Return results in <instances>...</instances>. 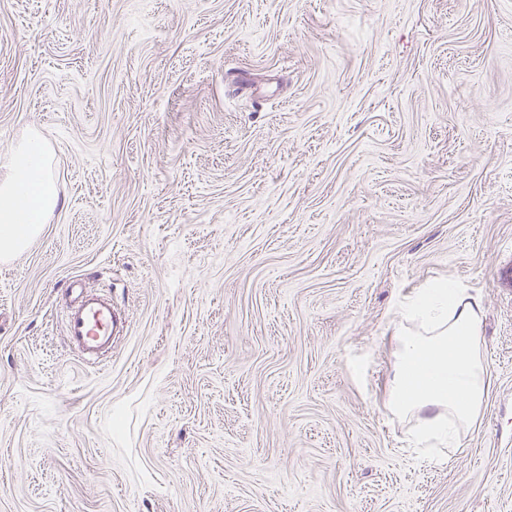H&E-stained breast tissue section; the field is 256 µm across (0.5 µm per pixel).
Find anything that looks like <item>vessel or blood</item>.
<instances>
[{"label": "vessel or blood", "instance_id": "b4317fda", "mask_svg": "<svg viewBox=\"0 0 512 512\" xmlns=\"http://www.w3.org/2000/svg\"><path fill=\"white\" fill-rule=\"evenodd\" d=\"M77 290V301L66 316L68 343L87 358L106 356L112 351L114 337L124 326L123 318L111 299L82 284Z\"/></svg>", "mask_w": 512, "mask_h": 512}]
</instances>
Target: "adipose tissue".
<instances>
[{
	"label": "adipose tissue",
	"instance_id": "adipose-tissue-1",
	"mask_svg": "<svg viewBox=\"0 0 512 512\" xmlns=\"http://www.w3.org/2000/svg\"><path fill=\"white\" fill-rule=\"evenodd\" d=\"M43 142L32 138L11 156L0 178V257L21 251L58 205ZM482 304L478 295L435 280L400 305L395 326L396 363L390 407L418 418L419 440L457 446L460 425L478 415L487 394V362L480 351Z\"/></svg>",
	"mask_w": 512,
	"mask_h": 512
}]
</instances>
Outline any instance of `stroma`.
Wrapping results in <instances>:
<instances>
[{"label": "stroma", "instance_id": "stroma-1", "mask_svg": "<svg viewBox=\"0 0 512 512\" xmlns=\"http://www.w3.org/2000/svg\"><path fill=\"white\" fill-rule=\"evenodd\" d=\"M0 512H512V0H0ZM79 280L125 312L88 362ZM483 301L460 444L394 413L398 305ZM43 142L27 140L11 156L0 180V257L10 258L41 231V224L58 205Z\"/></svg>", "mask_w": 512, "mask_h": 512}]
</instances>
